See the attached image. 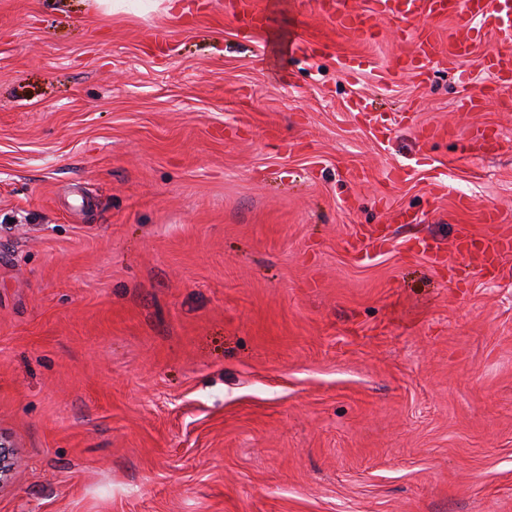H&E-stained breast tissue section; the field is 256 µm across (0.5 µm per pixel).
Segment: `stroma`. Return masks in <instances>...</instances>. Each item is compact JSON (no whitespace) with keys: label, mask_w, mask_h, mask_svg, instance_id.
<instances>
[{"label":"stroma","mask_w":512,"mask_h":512,"mask_svg":"<svg viewBox=\"0 0 512 512\" xmlns=\"http://www.w3.org/2000/svg\"><path fill=\"white\" fill-rule=\"evenodd\" d=\"M187 2L0 0V512H512V257L416 249L512 225L499 33L394 75L396 22ZM228 5L233 8L241 21L250 28H257L263 24L264 9L258 6V1L253 0H228ZM484 65L497 84L512 82V53L492 50L484 57Z\"/></svg>","instance_id":"stroma-1"}]
</instances>
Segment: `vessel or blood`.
I'll use <instances>...</instances> for the list:
<instances>
[{
    "mask_svg": "<svg viewBox=\"0 0 512 512\" xmlns=\"http://www.w3.org/2000/svg\"><path fill=\"white\" fill-rule=\"evenodd\" d=\"M228 4L246 26L257 28L262 25L265 14L256 0H228ZM312 6L331 17L338 31L371 38L377 36L379 22L402 21L398 39L410 44L411 49L398 56L395 68L418 76L423 73L425 60L439 48V37L432 28H408V21L420 14L434 18L455 15L466 21L464 34L448 43V58L452 61L468 49L481 26L496 28L504 41L512 40V0H373L370 11L362 14L352 11L348 0H312ZM484 65L495 83L512 82L511 52L492 50L486 54ZM483 222L486 229L479 237L463 235L451 254L438 250L430 254V261L436 265H454L465 259L474 248L481 251L485 264L489 266L511 256L512 230L503 226L498 210H486Z\"/></svg>",
    "mask_w": 512,
    "mask_h": 512,
    "instance_id": "1",
    "label": "vessel or blood"
}]
</instances>
